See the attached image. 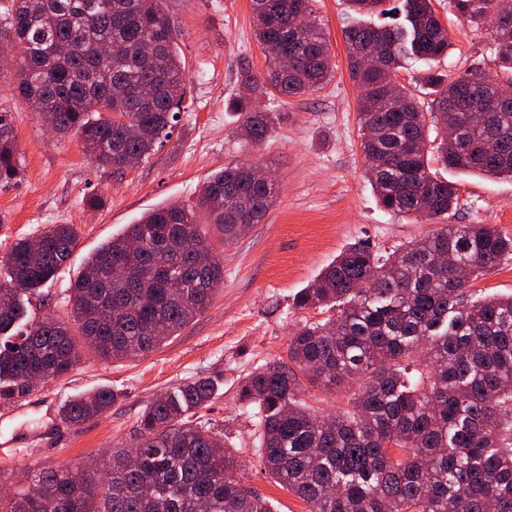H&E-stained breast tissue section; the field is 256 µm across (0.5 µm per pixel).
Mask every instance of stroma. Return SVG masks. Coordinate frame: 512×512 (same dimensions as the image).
<instances>
[{
	"label": "stroma",
	"instance_id": "35a3bbf8",
	"mask_svg": "<svg viewBox=\"0 0 512 512\" xmlns=\"http://www.w3.org/2000/svg\"><path fill=\"white\" fill-rule=\"evenodd\" d=\"M329 38L334 73L322 89L301 96L262 98L279 120L262 144L248 143L231 107L241 71L267 75L272 63L257 41L250 0H163L180 33L189 105L172 137L151 157L115 173L95 167L79 137L52 135L22 100L11 77L0 78V105L11 110L21 153L16 181L0 185V261L21 238L54 224H72L78 242L55 277L29 298L32 315L68 318L70 288L86 257L122 234L146 211L171 202L193 204L202 182L228 164L260 166L275 181V201L232 245L210 231L224 256V283L209 308L180 335L138 358L103 360L86 353L67 376L42 384L16 402L0 400V453L25 442L19 469L99 462L108 450L134 441L138 417L155 397L202 375L222 384L193 421L223 432L243 464L247 486L270 499L275 512H307L276 485L260 461V433L238 401L241 383L265 363L288 357L291 333L330 317L326 308H298L297 293L345 247L362 242L385 255L449 224H492L512 235V179L462 174L431 166L455 182L458 204L445 220H417L382 208L366 178L359 125L360 91L350 76L344 29L354 16L345 0H311ZM451 47L438 68L457 76L479 71L504 77L489 51L486 30L463 22L448 0H433ZM98 194L103 205L89 210ZM100 388L116 395L103 415L73 426L60 416L68 400Z\"/></svg>",
	"mask_w": 512,
	"mask_h": 512
}]
</instances>
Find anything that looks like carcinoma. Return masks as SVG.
Returning <instances> with one entry per match:
<instances>
[{
	"label": "carcinoma",
	"instance_id": "1",
	"mask_svg": "<svg viewBox=\"0 0 512 512\" xmlns=\"http://www.w3.org/2000/svg\"><path fill=\"white\" fill-rule=\"evenodd\" d=\"M162 0H0V74L24 99L40 103L53 132L80 135L94 165L123 171L129 156L149 158L172 137L187 95L177 30ZM350 11L379 12L384 0H346ZM501 0H448L466 22L491 26L500 68L512 73V19ZM259 44H277L288 69L258 79L245 68L231 107L241 132L259 144L277 116L254 100L273 90L304 95L331 80V49L310 0H251ZM396 25L344 31L349 70L361 90L364 155L378 159L367 179L386 210L432 220L452 210L457 187L432 173L430 131L457 128L463 143L438 146L459 172L512 178V80L434 69L447 55L448 31L432 0H403ZM380 50L374 67L363 51ZM413 59L435 111L393 75ZM141 133L130 137L127 129ZM246 164L226 166L200 186L192 208L168 204L145 213L87 257L71 288L69 319L35 318L23 303L53 279L77 245L72 224H55L15 243L0 265V400H20L35 379H59L83 359L149 354L208 308L224 282V261L207 227L230 245L258 223L275 185ZM20 175L11 111L0 106V184ZM205 217L201 223L197 214ZM512 259V236L491 224H442L427 237L380 256L362 242L345 248L296 298L329 308L241 385L239 402L260 429L265 472L297 495L307 512H512V295L478 298L471 281ZM467 269L459 278L458 265ZM423 370L408 373L419 349ZM363 380L350 408L316 413L305 384L333 390ZM220 377L198 376L148 402L138 434L108 455L106 473L81 465L44 467L0 512H272L245 485L224 434L190 420L207 406ZM115 394L98 389L61 407L76 425L105 413Z\"/></svg>",
	"mask_w": 512,
	"mask_h": 512
}]
</instances>
